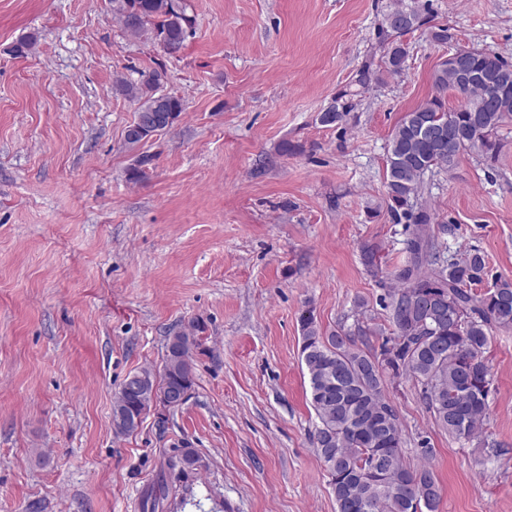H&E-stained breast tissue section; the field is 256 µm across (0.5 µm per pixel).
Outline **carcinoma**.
<instances>
[{"mask_svg":"<svg viewBox=\"0 0 512 512\" xmlns=\"http://www.w3.org/2000/svg\"><path fill=\"white\" fill-rule=\"evenodd\" d=\"M112 14L131 39H146L163 51L181 48L195 19L185 0H109ZM432 0H391L377 28L380 67L369 60L356 71L350 86L338 92L319 114L324 126L347 120L358 98L381 81L380 71L400 75L406 69L409 44L417 31L444 45L452 29L434 25ZM163 68L119 76L115 92L134 104V120L125 142L134 147L153 137L138 131L137 117L147 111L160 116L156 132L171 127L185 110L183 98L164 92ZM436 95L407 111L390 135L385 160V196L396 223L406 224L407 264L391 274L399 283L384 296L392 335L373 351V331L356 320L325 331L314 308L298 317L301 365L309 380L308 399L317 422L312 432L316 453L329 477L336 512H437L442 488L426 464L411 466L397 410L387 395L388 377L404 376L418 388L434 421L459 441L482 432L493 379L485 352L494 328H512V280L497 278L483 293L472 285L486 275L485 256L472 250L458 258L444 256L443 244L431 230L432 215L422 201L424 176L451 171L459 155L473 151L494 159L501 148V129L512 120V62L489 49H472L466 62H444L432 76ZM455 91L461 104L447 110L442 94ZM382 246L361 247L369 274L383 277ZM206 326L197 319L167 338L171 353L156 375L154 395L123 389L112 413L129 417L165 406L168 394H191L195 385L194 355L205 352ZM196 449L187 445L167 461L170 479L198 466Z\"/></svg>","mask_w":512,"mask_h":512,"instance_id":"cac0c4a2","label":"carcinoma"}]
</instances>
